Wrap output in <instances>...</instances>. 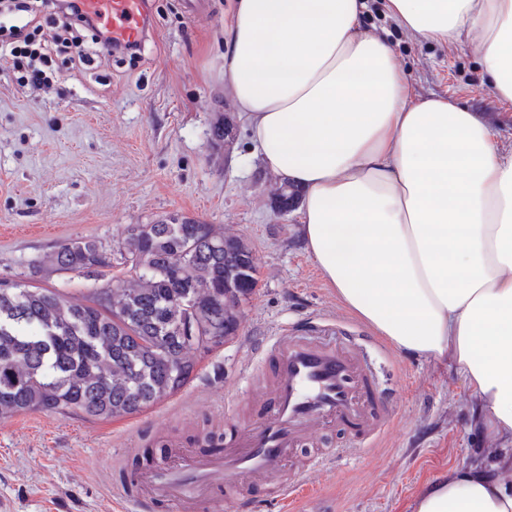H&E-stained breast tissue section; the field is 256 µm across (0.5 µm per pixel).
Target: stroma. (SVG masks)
Wrapping results in <instances>:
<instances>
[{"instance_id": "stroma-1", "label": "stroma", "mask_w": 512, "mask_h": 512, "mask_svg": "<svg viewBox=\"0 0 512 512\" xmlns=\"http://www.w3.org/2000/svg\"><path fill=\"white\" fill-rule=\"evenodd\" d=\"M152 31L137 56L102 55L82 32L88 65L56 57L47 89L19 87L0 60V281L67 293L87 304L93 291L127 279L113 265L86 277L42 259L84 238L123 247L131 224L174 216L243 238L258 285L242 304L234 339L202 357L177 394L115 420L23 412L0 419V512H116L122 473L150 454L168 464L181 450L201 452L207 433L224 436L257 421L268 380L258 346L286 328L336 336L371 327L337 300L304 248L298 219L272 206L278 181L237 127L231 145L213 130L233 111L224 85V20L229 0H152ZM363 27L382 33L423 95H449L512 139V105L498 106L467 48L419 42L391 19L383 0H367ZM371 356L388 397L389 426L364 451L343 436L323 452L349 449L327 468L312 449L284 462L280 480L244 487L234 502L214 488L195 512H284L280 482L304 481L314 494L302 512H409L412 500L449 469L488 461L503 448L483 423L475 398L451 366L395 349L385 338Z\"/></svg>"}]
</instances>
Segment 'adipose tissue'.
Returning <instances> with one entry per match:
<instances>
[{
    "label": "adipose tissue",
    "instance_id": "adipose-tissue-1",
    "mask_svg": "<svg viewBox=\"0 0 512 512\" xmlns=\"http://www.w3.org/2000/svg\"><path fill=\"white\" fill-rule=\"evenodd\" d=\"M365 0H232L224 82L252 152L300 191V233L338 300L395 348L449 363L512 446V141L416 92ZM420 41L474 48L512 104V0H385ZM512 458L453 468L412 512H512Z\"/></svg>",
    "mask_w": 512,
    "mask_h": 512
}]
</instances>
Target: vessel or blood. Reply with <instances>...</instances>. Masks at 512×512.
Instances as JSON below:
<instances>
[{
    "label": "vessel or blood",
    "instance_id": "b4317fda",
    "mask_svg": "<svg viewBox=\"0 0 512 512\" xmlns=\"http://www.w3.org/2000/svg\"><path fill=\"white\" fill-rule=\"evenodd\" d=\"M81 6L105 23L115 44L140 38L145 28L147 0H81ZM260 350L273 359L264 417L236 434L224 457L188 454L177 463L149 469L140 480L139 496L120 497L129 512H139L147 496L190 512L213 484L232 493L260 483L297 448L316 444L327 425L347 433L354 446L371 447L388 422L389 407L378 391L375 368L355 337L326 341L283 334Z\"/></svg>",
    "mask_w": 512,
    "mask_h": 512
}]
</instances>
